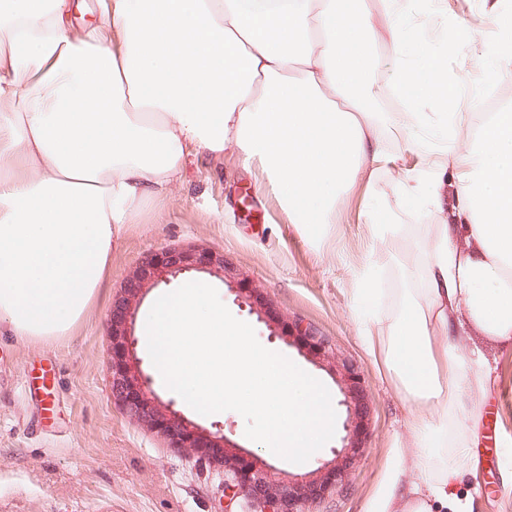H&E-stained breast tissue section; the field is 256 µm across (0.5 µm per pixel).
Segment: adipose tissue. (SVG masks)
Returning a JSON list of instances; mask_svg holds the SVG:
<instances>
[{"label": "adipose tissue", "mask_w": 512, "mask_h": 512, "mask_svg": "<svg viewBox=\"0 0 512 512\" xmlns=\"http://www.w3.org/2000/svg\"><path fill=\"white\" fill-rule=\"evenodd\" d=\"M382 2L379 15L366 0H0V326L28 341L69 335L123 226L168 198L199 152L258 165L289 223H335L391 154L367 55L387 36L391 92L415 88L443 109L435 125L414 102L398 113L441 161L401 179L396 203L448 221L425 287L403 289L387 325L377 275L356 280L362 336L414 406L411 447L396 449L368 512H472L473 494L455 491L473 460L456 410L489 387L483 343H512V108L486 114L468 152L459 134L482 110L471 70L493 83L512 69V8L491 5L484 32L453 46L452 72L410 40L415 0ZM79 11L94 24L77 28Z\"/></svg>", "instance_id": "ef3b65f1"}]
</instances>
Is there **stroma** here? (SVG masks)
I'll return each instance as SVG.
<instances>
[{"label":"stroma","instance_id":"35a3bbf8","mask_svg":"<svg viewBox=\"0 0 512 512\" xmlns=\"http://www.w3.org/2000/svg\"><path fill=\"white\" fill-rule=\"evenodd\" d=\"M486 0H438L433 12L415 11L418 34L431 54L442 53L448 27L485 22ZM384 133L395 160L381 166L372 195L346 201L321 247L311 246L290 224L275 198L260 199V173L235 156L187 158L181 182L163 205L144 204L136 223L126 225L112 250V272L72 335L32 342L0 333V512H224L222 470L196 456L171 452L164 440L133 424L110 392L111 350L108 313L126 275L148 253L195 245L223 252L286 316L299 318L328 336L337 351L363 374L370 404L369 431L361 460L345 484L306 512H366L393 451L409 439L412 404L375 364L360 338L352 300L355 271L373 264L387 293L379 310L391 319L404 288L423 287L422 267L442 214L424 208L393 213L399 180L417 160L418 132L394 121L402 103L383 86L373 89ZM370 210L385 224H412L415 235L372 243L358 219ZM223 222H216V215ZM199 281L216 288L234 317L252 325L258 341L278 352L329 390L337 421H344L342 395L329 374L269 332L234 291L214 275L192 272L149 288L132 324L137 355L153 374L158 401L188 421L221 430L230 444L257 452L237 412L204 416L166 388L147 350L146 322L158 297ZM493 367L487 401L492 411L479 431L496 440L478 453L476 467L460 491H478L475 512H512V345H490Z\"/></svg>","mask_w":512,"mask_h":512}]
</instances>
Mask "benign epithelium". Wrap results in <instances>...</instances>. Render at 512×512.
<instances>
[{"instance_id":"obj_1","label":"benign epithelium","mask_w":512,"mask_h":512,"mask_svg":"<svg viewBox=\"0 0 512 512\" xmlns=\"http://www.w3.org/2000/svg\"><path fill=\"white\" fill-rule=\"evenodd\" d=\"M207 271L233 283L241 302L256 314L270 333L317 363L336 381L347 410L346 436L334 457L314 471L290 474L277 471L259 456L228 443L186 421L155 399L151 377L140 368L131 333L133 315L143 293L164 279L183 272ZM111 336L112 400L138 426L163 437L168 448L193 453L224 469V512L240 502L247 512H303L343 485L361 459L369 421V401L358 365L336 353L327 338L310 325L281 313L248 275L224 259V253L199 246L171 247L141 259L125 277L108 314Z\"/></svg>"}]
</instances>
